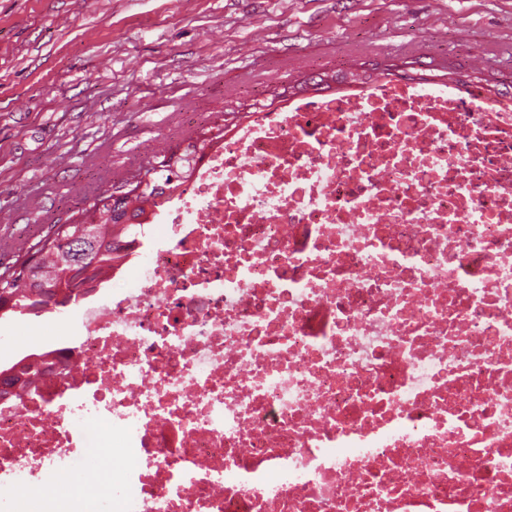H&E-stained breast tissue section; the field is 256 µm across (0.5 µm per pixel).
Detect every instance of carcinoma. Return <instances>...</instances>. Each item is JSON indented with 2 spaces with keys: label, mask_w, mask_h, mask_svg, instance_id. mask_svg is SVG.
Masks as SVG:
<instances>
[{
  "label": "carcinoma",
  "mask_w": 512,
  "mask_h": 512,
  "mask_svg": "<svg viewBox=\"0 0 512 512\" xmlns=\"http://www.w3.org/2000/svg\"><path fill=\"white\" fill-rule=\"evenodd\" d=\"M223 136L224 126L217 125L215 130L202 132L190 139L182 152L176 177L172 179L162 173L154 174L151 180L159 185V189L129 196L127 205L131 213L148 218L149 211L160 200L187 182L196 155ZM137 228L138 225L126 221L125 215L113 213L105 196L82 208L78 220L54 225L51 234L30 245L14 265L0 270V319L24 315L34 304L32 296L45 289L58 297L54 302L56 306L79 296L76 286L64 275L74 262L63 245L64 240L80 235L86 229L93 231L84 244L82 260L87 279L92 281L129 255Z\"/></svg>",
  "instance_id": "obj_1"
}]
</instances>
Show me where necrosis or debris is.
<instances>
[{"instance_id": "1", "label": "necrosis or debris", "mask_w": 512, "mask_h": 512, "mask_svg": "<svg viewBox=\"0 0 512 512\" xmlns=\"http://www.w3.org/2000/svg\"><path fill=\"white\" fill-rule=\"evenodd\" d=\"M80 301L0 396V512H512L510 100L252 113Z\"/></svg>"}]
</instances>
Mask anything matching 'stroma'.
<instances>
[{"mask_svg": "<svg viewBox=\"0 0 512 512\" xmlns=\"http://www.w3.org/2000/svg\"><path fill=\"white\" fill-rule=\"evenodd\" d=\"M409 63L512 94V0H0V267L220 114Z\"/></svg>", "mask_w": 512, "mask_h": 512, "instance_id": "1", "label": "stroma"}]
</instances>
